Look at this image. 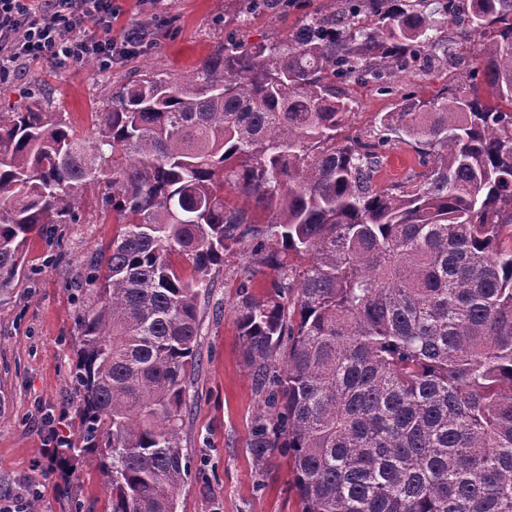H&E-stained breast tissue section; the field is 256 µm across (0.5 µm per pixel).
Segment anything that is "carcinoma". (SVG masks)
<instances>
[{"instance_id":"1","label":"carcinoma","mask_w":512,"mask_h":512,"mask_svg":"<svg viewBox=\"0 0 512 512\" xmlns=\"http://www.w3.org/2000/svg\"><path fill=\"white\" fill-rule=\"evenodd\" d=\"M439 2L334 0L285 41L142 73L89 139L42 95L0 110V305L88 187L118 225L74 289L82 444L61 449L98 454L112 512H176L199 296L240 246L275 275L237 285L275 412L255 447L288 449L301 512H512V0ZM473 37L466 80L338 138L348 84L446 70ZM400 141L424 171L380 187Z\"/></svg>"}]
</instances>
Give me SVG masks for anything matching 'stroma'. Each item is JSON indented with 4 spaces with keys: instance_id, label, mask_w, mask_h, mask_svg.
Here are the masks:
<instances>
[{
    "instance_id": "stroma-1",
    "label": "stroma",
    "mask_w": 512,
    "mask_h": 512,
    "mask_svg": "<svg viewBox=\"0 0 512 512\" xmlns=\"http://www.w3.org/2000/svg\"><path fill=\"white\" fill-rule=\"evenodd\" d=\"M332 0H290L235 22H226L225 0H166L163 25L143 52L105 68L96 63L30 60L13 80L0 83V107L45 88L49 108L67 113L78 134L92 137V115L112 88L142 71L174 76L196 68L218 46L241 38L251 44L286 39L295 24ZM474 63L433 74L400 73L395 90L353 89L356 104L341 135H363L378 115L394 111L404 95L430 97ZM114 224H63L48 243L33 238L11 301L0 306V504L35 500L38 512H110V492L95 454L76 453L56 466L51 451L80 440L79 392L71 372L77 361L78 305L74 282L85 279L95 254L115 235ZM248 251L226 253L214 286L202 294L203 321L197 364L189 381L182 446L190 471L177 494V512H300L290 463L281 449L258 454L257 425L268 418L246 366L234 311L237 282L251 265Z\"/></svg>"
}]
</instances>
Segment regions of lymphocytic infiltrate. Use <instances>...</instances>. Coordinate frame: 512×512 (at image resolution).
<instances>
[{
	"label": "lymphocytic infiltrate",
	"instance_id": "1",
	"mask_svg": "<svg viewBox=\"0 0 512 512\" xmlns=\"http://www.w3.org/2000/svg\"><path fill=\"white\" fill-rule=\"evenodd\" d=\"M114 14L112 0H0V83L26 59L108 67L140 52L149 30L140 25L107 38Z\"/></svg>",
	"mask_w": 512,
	"mask_h": 512
}]
</instances>
